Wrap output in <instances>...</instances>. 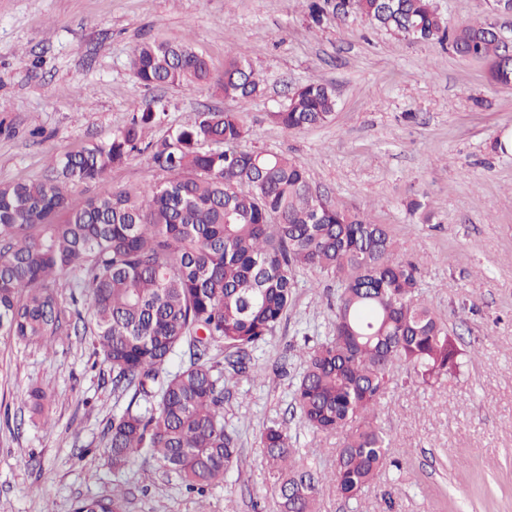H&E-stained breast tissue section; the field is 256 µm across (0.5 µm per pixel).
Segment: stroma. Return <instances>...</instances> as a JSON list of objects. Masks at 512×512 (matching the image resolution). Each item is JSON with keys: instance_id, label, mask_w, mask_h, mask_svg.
Masks as SVG:
<instances>
[{"instance_id": "obj_1", "label": "stroma", "mask_w": 512, "mask_h": 512, "mask_svg": "<svg viewBox=\"0 0 512 512\" xmlns=\"http://www.w3.org/2000/svg\"><path fill=\"white\" fill-rule=\"evenodd\" d=\"M455 26L488 20L512 39V13L488 0H433ZM189 41L213 72L249 61L261 93L231 100L210 85L143 88L135 46ZM319 79L336 93L332 121L289 131L269 118L293 89ZM166 114L157 140L203 111L244 113L246 148L287 155L338 207L388 225L415 264L420 298L456 336L461 372L423 387L396 368L376 407L393 460L359 506L324 485L317 512H512V89L483 65L436 43L408 42L362 16L311 24L304 0H0V183L40 180L51 157L111 137L141 99ZM135 154L99 182L70 184L80 204L103 188L162 181ZM419 210H411L412 202ZM338 286L316 270L295 275L293 302L253 352L256 372L224 376V423L243 465L190 493L156 465L113 472L105 427L128 404L88 336L49 348L0 336V512H72L77 499L121 489L127 512H276L265 481L263 429L286 426L293 448L332 473L342 434L315 433L294 408L304 355L331 330ZM51 397V424L34 423L29 387Z\"/></svg>"}]
</instances>
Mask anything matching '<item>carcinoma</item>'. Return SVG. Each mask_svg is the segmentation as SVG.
I'll use <instances>...</instances> for the list:
<instances>
[{"instance_id":"obj_1","label":"carcinoma","mask_w":512,"mask_h":512,"mask_svg":"<svg viewBox=\"0 0 512 512\" xmlns=\"http://www.w3.org/2000/svg\"><path fill=\"white\" fill-rule=\"evenodd\" d=\"M351 14L402 40L446 44L486 64L491 83L512 86V51L491 22L450 27L432 0H308L316 25ZM130 66L146 88L209 82L231 100L261 92L248 61L230 58L215 74L187 42H143ZM335 107L334 90L310 82L269 117L299 131L330 122ZM163 113L145 99L110 138L52 158L42 179L0 184V335L46 346L66 333L62 290L74 306L87 297L95 353L114 374L112 388L131 394L107 427L112 469L141 457L201 494L242 464L224 425V370L253 373L251 352L288 311L296 271L326 272L339 287L332 335L309 353L294 401L307 428L344 441L329 477L273 423L260 436L265 479L278 512H316L328 480L345 502L360 500L388 465L391 441L374 409L393 370L405 367L421 386L441 383L460 367L455 339L420 300L417 268L395 256L387 225L313 191L288 156L243 148L240 112H194L144 143ZM144 148L164 181L140 197L106 188L70 202L67 184L98 181ZM217 344L222 362L211 356ZM182 348L188 363L168 370ZM26 404L50 424L44 390L31 387ZM73 512H126V498L114 489L76 500Z\"/></svg>"}]
</instances>
